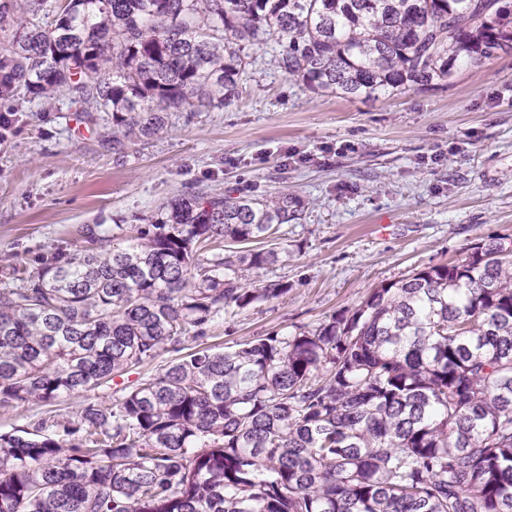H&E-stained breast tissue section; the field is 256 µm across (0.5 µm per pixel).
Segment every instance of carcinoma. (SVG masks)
I'll use <instances>...</instances> for the list:
<instances>
[{
    "label": "carcinoma",
    "instance_id": "cac0c4a2",
    "mask_svg": "<svg viewBox=\"0 0 512 512\" xmlns=\"http://www.w3.org/2000/svg\"><path fill=\"white\" fill-rule=\"evenodd\" d=\"M27 2L0 101L91 100L114 155L168 112L231 101L271 41L282 72L344 98L434 86L512 46L509 0ZM301 208L192 195L13 269L0 408L47 410L0 430V512H512V248L477 242L312 330L204 347L218 315L286 292L246 282L276 250L221 243L271 239ZM171 353L73 422L52 409Z\"/></svg>",
    "mask_w": 512,
    "mask_h": 512
}]
</instances>
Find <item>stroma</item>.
Instances as JSON below:
<instances>
[{
	"label": "stroma",
	"mask_w": 512,
	"mask_h": 512,
	"mask_svg": "<svg viewBox=\"0 0 512 512\" xmlns=\"http://www.w3.org/2000/svg\"><path fill=\"white\" fill-rule=\"evenodd\" d=\"M257 50L239 95L208 112H172L123 156L65 93L9 104L0 127V286L13 267L74 247L86 224H135L202 191L299 196L298 220L251 274L285 294L228 310L208 328L222 350L272 331L315 328L375 288L512 242V50L462 63L447 82L376 98L314 91Z\"/></svg>",
	"instance_id": "stroma-1"
}]
</instances>
